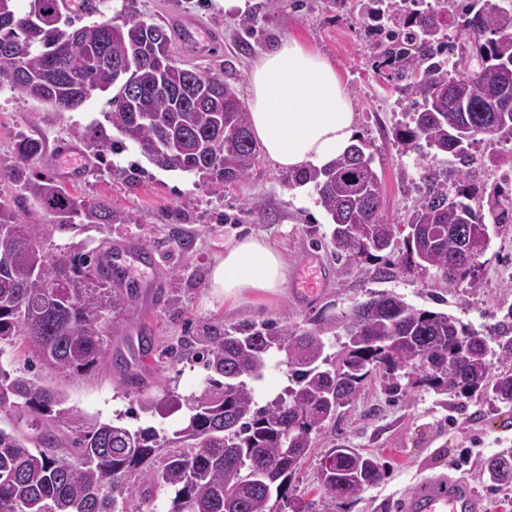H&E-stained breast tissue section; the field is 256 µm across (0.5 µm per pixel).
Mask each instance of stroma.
Returning <instances> with one entry per match:
<instances>
[{
	"mask_svg": "<svg viewBox=\"0 0 512 512\" xmlns=\"http://www.w3.org/2000/svg\"><path fill=\"white\" fill-rule=\"evenodd\" d=\"M268 0H247L244 14L225 12L220 0H98L89 15L71 9L73 28L111 17L122 24L126 14L173 27L176 19L193 22L202 33L213 35L216 47L200 53L172 40L177 62L222 75L239 97L247 95L251 66L279 40L294 37L327 58L336 68L358 118V137L368 145L380 180V210L395 226L393 246L379 260L347 264L338 260L330 242L328 218L312 185L292 186L287 171L266 155H259L249 174L212 191L202 174L162 169L148 161L132 143L116 147L107 159L92 158L87 178L68 184L69 192L89 203H108L114 215L109 224H87L55 233L48 248L74 246L98 251L108 246L142 245L153 255L146 273H134L138 300L118 316L122 332L113 338L110 361L84 374L52 371L27 360L23 349L10 348L0 364L40 378L44 385L62 389L67 404L82 415L103 422L121 420L131 428L151 427L171 432L181 414L162 409L130 416L140 393L188 395L200 389L205 370L192 355L176 365L142 359L137 332L146 329L155 350L180 345L187 336L215 328L228 332L262 324L305 328L319 315L341 316L380 293H393L415 307L448 313L465 325L492 333L502 310L512 306V223H496L493 214L490 244L482 258L477 286L448 287L434 271H422L405 262L404 240L409 232L405 216L417 202L426 172L465 182L480 192L492 190L498 168L492 156L506 145L490 139L474 144L470 161L448 154L422 156L404 150L393 136L413 104L377 67L368 49L372 25L363 0H283L272 11ZM251 17L242 29V17ZM108 94L96 92L77 110L55 112L10 90L0 89V158H9L23 137H40L46 152L32 169L56 177L60 163L56 145L73 140L75 131L100 132L115 137L106 121ZM235 231L266 237L282 255L288 274L273 292H247L234 299L214 296L208 271L224 242ZM327 271L315 301L303 302L292 284L306 260ZM390 270L387 278L375 274ZM142 363L149 385L146 391L123 384L116 361ZM405 397L390 398L380 379L369 380L358 400L341 409L336 418L312 437L309 457L288 493L315 500L316 512H402L401 503L421 480L465 481L484 512H512V485L495 487L483 477L486 459L512 451V412L487 394L474 399L453 398L404 378ZM371 452L384 463L383 481L349 500L338 502L318 491L314 475L336 442Z\"/></svg>",
	"mask_w": 512,
	"mask_h": 512,
	"instance_id": "1",
	"label": "stroma"
}]
</instances>
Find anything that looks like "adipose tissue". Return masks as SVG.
Here are the masks:
<instances>
[{
    "mask_svg": "<svg viewBox=\"0 0 512 512\" xmlns=\"http://www.w3.org/2000/svg\"><path fill=\"white\" fill-rule=\"evenodd\" d=\"M252 135L287 171L322 168L358 134L356 114L333 65L295 38L279 41L253 65L248 80ZM287 268L262 236H232L209 270L215 296L272 292Z\"/></svg>",
    "mask_w": 512,
    "mask_h": 512,
    "instance_id": "adipose-tissue-1",
    "label": "adipose tissue"
}]
</instances>
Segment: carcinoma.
Here are the masks:
<instances>
[{"instance_id": "obj_1", "label": "carcinoma", "mask_w": 512, "mask_h": 512, "mask_svg": "<svg viewBox=\"0 0 512 512\" xmlns=\"http://www.w3.org/2000/svg\"><path fill=\"white\" fill-rule=\"evenodd\" d=\"M0 0V87L8 86L56 112L81 107L95 91L111 92L106 120L161 168L207 175L217 192L245 177L258 158L246 112L234 88L216 74L175 64L166 28L129 17L79 28L81 43L63 42L69 24L57 0ZM385 15L400 16L403 39L387 42L374 28L369 44L376 63L398 79L414 103L409 122L395 131L407 148L419 141L435 153L469 160L483 136L512 142V0H470L452 13L461 34L447 44L451 68L433 61V44L446 37L438 9L405 10L388 0ZM93 154L112 149L108 138L77 131ZM44 142L26 137L14 156L0 160V182L17 184L44 218L20 222L0 196V356L21 337L31 359L54 370L83 374L103 365L110 348L107 315L138 297L134 288L109 287L93 269L98 254L44 247L56 230L112 223V207L84 204L30 166ZM373 154L354 143L323 169L288 176L313 185L331 225L337 258L360 263L393 245L394 230L380 213ZM503 211L512 201L477 196L470 184H448L427 174L425 192L407 224L406 262L434 270L448 287L477 285L480 259L489 246L483 205ZM343 339L342 351L326 352L325 338ZM198 350L212 373L187 398H164L185 416L171 434L152 428L87 420L65 406L64 393L0 365V512H130V479L169 490L163 512H313L315 501L288 496L292 479L312 446V435L353 404L368 379L378 375L386 393H405L400 379L419 381L453 397L492 393L512 408V369L493 372L494 361L512 362V308L487 336L455 317L417 308L380 293L348 315L319 316L307 328L246 326L221 330L165 353L171 362ZM285 365L288 386L260 406L256 388L271 362ZM71 422V432L60 429ZM169 443L183 449L162 452ZM493 485L512 484V452L485 461ZM379 458L336 444L315 476L317 488L335 499L378 484Z\"/></svg>"}]
</instances>
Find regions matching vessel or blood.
Wrapping results in <instances>:
<instances>
[{"instance_id":"1","label":"vessel or blood","mask_w":512,"mask_h":512,"mask_svg":"<svg viewBox=\"0 0 512 512\" xmlns=\"http://www.w3.org/2000/svg\"><path fill=\"white\" fill-rule=\"evenodd\" d=\"M58 152L68 161L67 167L61 172L63 178L81 181L87 177L89 166L86 162L76 159L75 145H60ZM145 257V250L136 246L110 249L100 254L98 270L109 280L122 281L132 266L144 264ZM323 281L322 268L314 262H305L295 282L296 292L302 299H314ZM404 512H482V507L473 489L465 483L440 485L425 479L415 485L405 497Z\"/></svg>"}]
</instances>
